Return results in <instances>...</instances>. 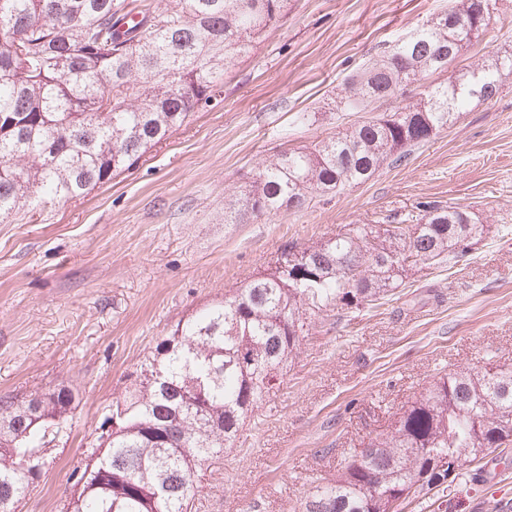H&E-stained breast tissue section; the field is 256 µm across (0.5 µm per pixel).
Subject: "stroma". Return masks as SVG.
Wrapping results in <instances>:
<instances>
[{
  "mask_svg": "<svg viewBox=\"0 0 512 512\" xmlns=\"http://www.w3.org/2000/svg\"><path fill=\"white\" fill-rule=\"evenodd\" d=\"M454 0H296L281 25L135 165L43 221L0 223V394L57 384L79 397L48 468L16 512H65L69 475L143 356L196 309L312 244L438 200L489 228L458 263L421 265L390 300L312 317L298 356L233 450L195 474L192 512H303L335 474L438 372L512 363V73L404 162L296 213L224 221L258 164L368 120L343 112L349 78ZM470 51L512 55V0ZM308 114L306 124L297 117ZM488 469L496 496L469 491L461 512H512V447Z\"/></svg>",
  "mask_w": 512,
  "mask_h": 512,
  "instance_id": "1",
  "label": "stroma"
}]
</instances>
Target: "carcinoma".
I'll return each instance as SVG.
<instances>
[{"mask_svg": "<svg viewBox=\"0 0 512 512\" xmlns=\"http://www.w3.org/2000/svg\"><path fill=\"white\" fill-rule=\"evenodd\" d=\"M487 0L457 4L369 60L341 92L340 109L369 121L257 166L224 223L298 212L313 197L362 184L467 111L468 81H424L484 32L469 34ZM292 0H0V223L31 222L46 204L88 194L132 167L196 109L224 75L288 15ZM82 28L76 41L66 24ZM425 87L424 112L401 103ZM378 229L351 224L301 247L178 323L144 356L100 425L83 468L70 474L67 512H191L194 477L232 449L299 353L308 318L362 310L393 295L418 265L459 262L487 234L458 207L425 200ZM162 372L154 383L144 373ZM75 402L60 384L30 399L0 395V512H15L37 481L21 456L43 450ZM512 443V363L443 373L390 429L347 452L305 512H399L400 495H432L446 509L480 482L478 448Z\"/></svg>", "mask_w": 512, "mask_h": 512, "instance_id": "carcinoma-1", "label": "carcinoma"}]
</instances>
